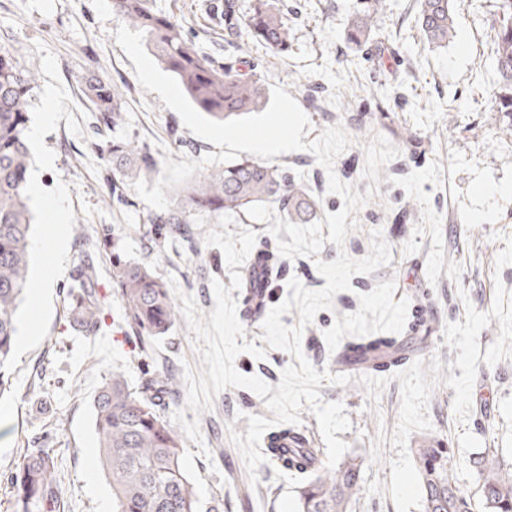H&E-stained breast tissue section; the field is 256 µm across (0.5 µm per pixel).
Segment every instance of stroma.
<instances>
[{
	"label": "stroma",
	"mask_w": 512,
	"mask_h": 512,
	"mask_svg": "<svg viewBox=\"0 0 512 512\" xmlns=\"http://www.w3.org/2000/svg\"><path fill=\"white\" fill-rule=\"evenodd\" d=\"M150 2L216 64L235 60L237 72H256L266 88L283 86L297 100L317 90V108L305 110L311 132L303 140L342 126L352 144L333 171L358 193L369 185L365 145L380 134L398 148L390 181L347 218L343 247L325 243L315 259L276 257L272 285L280 302L290 279L312 290L324 287L318 261H333L342 251L363 258L372 230H381L391 264L353 276L350 290L317 313L301 341L320 372L335 371L346 343L373 337L398 338L410 354L388 372L359 370L347 386L319 387L323 401L342 403L351 427L339 438L361 464L360 491L348 512H423L412 450L425 440L451 448L456 481L473 512H482L473 458L492 448L512 464V139L496 133L506 119L492 89L495 0H461L455 40L435 51L421 43L415 0H386L374 38L359 46L347 40L345 19L361 0H283L293 39L279 55L256 43L239 52L238 32L224 24V0ZM121 23L112 0H0V47L38 68L30 123L43 133L31 148L29 179L41 185L44 198L30 203L35 249L29 274L37 276L50 260L52 232L43 207L58 187L67 191V225H82L92 238L111 226L117 242L88 251L68 234V255L44 305L27 296L18 308L12 392L0 399V512H14L2 472L28 440L47 433L63 459L62 512H112L92 400L110 372L123 373L135 388L146 371L159 368L179 382L160 407L184 439V465L201 512H297L299 475L269 459L249 478L231 441L232 432L246 433L248 416L273 419L265 403L294 361L262 340L261 319L241 315L252 254L262 245L277 247L266 223L241 216L192 224L188 242L162 254L133 231L151 212L136 192L125 206L105 200L112 157L93 147L95 118L83 94L88 78L117 86L123 134L156 156L182 162L216 150L185 128L157 93L143 90L115 41ZM49 91L56 116L45 126ZM273 163L317 200V221L342 208L310 151L280 154ZM408 199L415 206L404 222L388 223V214ZM116 251L151 264L179 304L167 336L146 347L126 335L122 302L112 292ZM85 260L96 269L103 301L105 323L95 336L77 333L67 321L66 292ZM415 308L433 313L428 337L408 325Z\"/></svg>",
	"instance_id": "stroma-1"
}]
</instances>
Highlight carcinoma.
Masks as SVG:
<instances>
[{
    "mask_svg": "<svg viewBox=\"0 0 512 512\" xmlns=\"http://www.w3.org/2000/svg\"><path fill=\"white\" fill-rule=\"evenodd\" d=\"M118 15L143 33L155 60L171 72L195 107L226 121L263 110L268 92L260 78L237 75L233 65H215L200 52L182 26L155 12L149 0H113ZM384 0H366L347 19V39L355 44L373 39V16ZM499 26L492 47L499 111L512 136V0H496ZM456 0H417L415 22L430 48H444L456 35ZM249 41L275 54L288 50L291 28L274 3L259 0L245 19ZM37 66L21 64L0 50V396L11 391L7 366L17 336L16 311L28 288L29 237L27 174L31 164L27 130ZM85 96L95 106L97 130L103 133L125 121L122 94L110 81L86 83ZM94 147L112 155L110 200L127 202L125 190L136 180L159 178L162 161L134 138L100 141ZM256 204H274L280 217L306 224L315 201L287 173L249 159L193 177L173 192L171 206L149 216L138 233L151 238L158 251L186 233L188 224L239 216ZM114 292L124 306L129 330L140 340L167 335L179 316L174 294L155 270L112 252ZM68 319L74 330L94 336L103 327V309L91 264L81 266L68 290ZM169 373H155L133 389L114 372L93 399L95 430L103 469L112 488V512H200L196 488L182 464L183 438L161 413L159 400L177 389ZM420 477L423 512H472L459 488L446 448L421 444L412 449ZM301 475L298 512H346L360 488L361 465L351 458L330 469L314 448H304L283 461ZM481 482L485 512H512V468L504 467L490 448L473 459ZM13 508L17 512H60V483L54 449L38 440L27 442L20 460L8 471Z\"/></svg>",
    "mask_w": 512,
    "mask_h": 512,
    "instance_id": "carcinoma-1",
    "label": "carcinoma"
}]
</instances>
